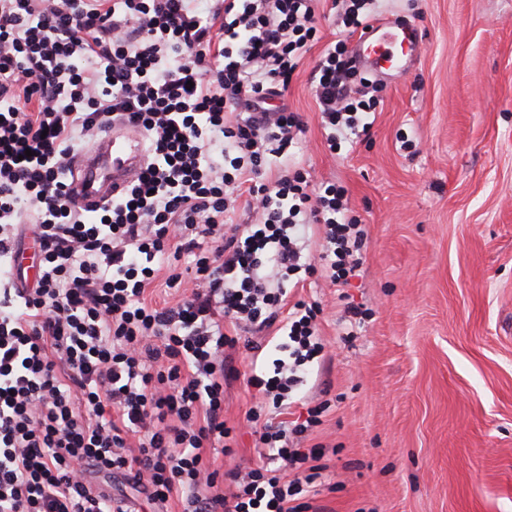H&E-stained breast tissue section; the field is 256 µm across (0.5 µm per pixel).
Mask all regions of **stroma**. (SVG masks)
Masks as SVG:
<instances>
[{
    "instance_id": "stroma-1",
    "label": "stroma",
    "mask_w": 512,
    "mask_h": 512,
    "mask_svg": "<svg viewBox=\"0 0 512 512\" xmlns=\"http://www.w3.org/2000/svg\"><path fill=\"white\" fill-rule=\"evenodd\" d=\"M330 0H317L310 42L284 97L305 131L293 162L347 190L368 237L348 293L365 310L349 331L337 289L317 277L297 296L321 299L330 357L314 368L292 416L328 402L306 439L325 450L307 512H512V0H381L419 49L382 78L369 139L329 151L311 83L336 41ZM276 357L271 333H240V378L224 387L234 426L225 468L251 466L245 377Z\"/></svg>"
}]
</instances>
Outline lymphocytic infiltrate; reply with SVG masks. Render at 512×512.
Returning a JSON list of instances; mask_svg holds the SVG:
<instances>
[{
	"mask_svg": "<svg viewBox=\"0 0 512 512\" xmlns=\"http://www.w3.org/2000/svg\"><path fill=\"white\" fill-rule=\"evenodd\" d=\"M318 32L314 0H0V512H128L93 484L118 475L161 510L303 512L321 411L282 415L323 359V308L288 290L348 285L366 240L344 187L284 167L304 122L279 101ZM314 77L329 150L369 136L378 87L344 43ZM114 117L149 159L89 215L72 159ZM28 235L31 283L12 267ZM159 279L176 304L148 300ZM228 322L282 339L247 378L259 460L223 471Z\"/></svg>",
	"mask_w": 512,
	"mask_h": 512,
	"instance_id": "f902f5d3",
	"label": "lymphocytic infiltrate"
}]
</instances>
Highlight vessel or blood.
Here are the masks:
<instances>
[{"instance_id":"vessel-or-blood-1","label":"vessel or blood","mask_w":512,"mask_h":512,"mask_svg":"<svg viewBox=\"0 0 512 512\" xmlns=\"http://www.w3.org/2000/svg\"><path fill=\"white\" fill-rule=\"evenodd\" d=\"M418 47L414 29L384 19L370 22L359 39V65L370 57H384L390 69H403ZM147 155L142 139L115 122L95 140L91 151L78 155L73 164L71 190L78 201L96 207L120 193L137 175Z\"/></svg>"}]
</instances>
